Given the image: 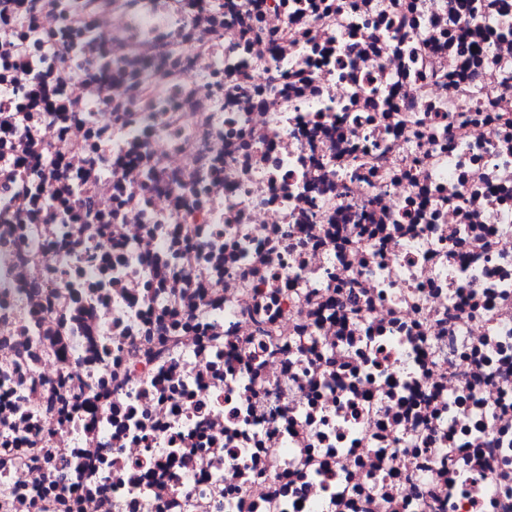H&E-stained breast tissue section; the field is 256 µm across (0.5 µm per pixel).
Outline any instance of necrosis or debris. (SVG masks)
Segmentation results:
<instances>
[{
  "mask_svg": "<svg viewBox=\"0 0 512 512\" xmlns=\"http://www.w3.org/2000/svg\"><path fill=\"white\" fill-rule=\"evenodd\" d=\"M0 512H512V0H0Z\"/></svg>",
  "mask_w": 512,
  "mask_h": 512,
  "instance_id": "4bbe7bcc",
  "label": "necrosis or debris"
}]
</instances>
